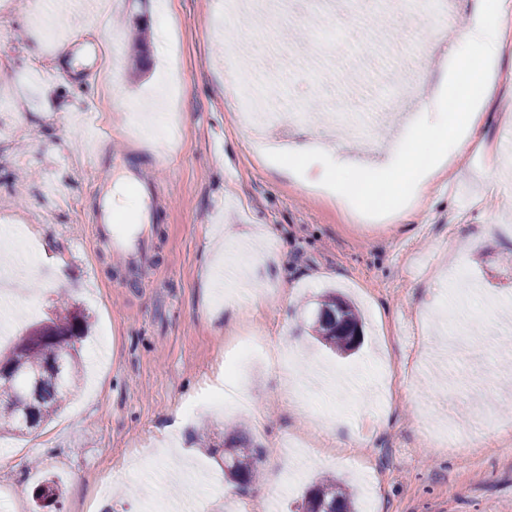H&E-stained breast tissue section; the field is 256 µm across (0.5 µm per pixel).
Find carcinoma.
<instances>
[{
  "instance_id": "cac0c4a2",
  "label": "carcinoma",
  "mask_w": 512,
  "mask_h": 512,
  "mask_svg": "<svg viewBox=\"0 0 512 512\" xmlns=\"http://www.w3.org/2000/svg\"><path fill=\"white\" fill-rule=\"evenodd\" d=\"M88 317L79 308L66 310L63 316L49 318L30 331L34 345H16L8 354H0V369L16 375L8 382L0 380V429L12 431L9 420L21 414V408L34 413V425L40 426L57 415L68 396L78 387L83 365L71 352L74 342L88 330ZM319 339L341 352L356 349L350 334L362 332L355 308L340 296L326 295L319 305L314 321ZM64 359L61 375L52 371V362ZM38 373L40 384L28 400L19 394L21 379ZM210 448L224 449V475L242 487L253 484L261 473L264 450L242 430L224 434L220 442L208 441ZM310 512H355L351 496L342 481L325 477L314 482L305 494Z\"/></svg>"
}]
</instances>
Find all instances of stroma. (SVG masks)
Returning <instances> with one entry per match:
<instances>
[{
	"instance_id": "obj_1",
	"label": "stroma",
	"mask_w": 512,
	"mask_h": 512,
	"mask_svg": "<svg viewBox=\"0 0 512 512\" xmlns=\"http://www.w3.org/2000/svg\"><path fill=\"white\" fill-rule=\"evenodd\" d=\"M481 0H457L453 18L403 7L372 10L362 23L343 12L320 17L298 0L297 32L288 49L314 47L317 70L282 69L264 55L267 23L231 18L224 0H0V102L22 129L0 143V227L26 225L14 253L30 242L49 260L12 277L15 336L62 312L85 311L90 329L78 349L85 367L80 394L41 427L0 439V512H40L35 489L54 475L63 494L52 512H142L147 497L183 490L176 461L143 458L145 487L126 478L123 462L135 441L180 449L191 463L221 475L223 493L210 512H268L260 488L285 485L277 512H302L304 494L323 475L349 485L358 512H512V442L498 430L480 448H432L423 430L468 424L481 411L460 377L474 375L496 394V417L512 424V359L501 351L512 322V59L478 134L493 160L471 153L433 200L400 220L368 225L315 194L319 158L297 180L278 176L263 148L320 135L341 143L356 164L387 165L408 119L429 97L458 34ZM167 17L169 40L155 44L154 25ZM260 59L276 92L265 130L243 127L224 86L219 47ZM64 41L97 45L107 64L85 75L78 53L59 57ZM167 90V128L154 136L143 111ZM125 99L127 108L117 106ZM302 112H340L357 119L382 114L374 140L344 127L316 128ZM121 153L126 167L111 166ZM153 178L162 188L147 221L153 263L131 275L90 245L98 198L96 173ZM495 227L485 237L484 225ZM273 229L266 238L265 229ZM246 257L241 276L254 298L224 297V266L209 264L225 246ZM462 272L486 302L466 324L494 335L478 360H448L440 349L448 277ZM353 301L362 317L358 349L321 343L313 318L325 291ZM262 351L241 369L239 389L250 409L225 411L206 397L242 337ZM247 423L265 450L259 487L240 491L224 478L221 455L198 434L223 435Z\"/></svg>"
}]
</instances>
